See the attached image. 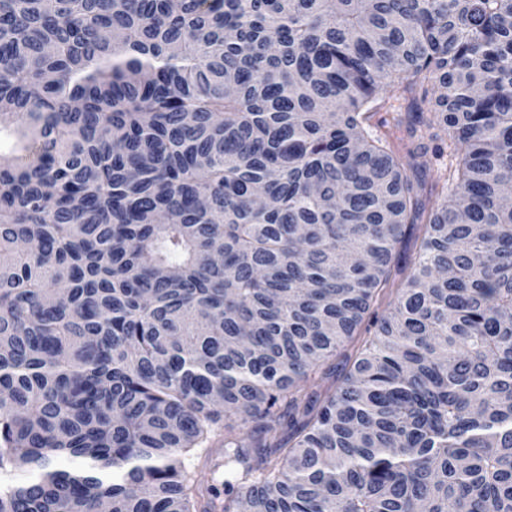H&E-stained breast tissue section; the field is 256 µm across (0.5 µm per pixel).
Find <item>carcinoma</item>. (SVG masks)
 <instances>
[{
  "label": "carcinoma",
  "instance_id": "cac0c4a2",
  "mask_svg": "<svg viewBox=\"0 0 512 512\" xmlns=\"http://www.w3.org/2000/svg\"><path fill=\"white\" fill-rule=\"evenodd\" d=\"M7 129L0 512H512V0H0ZM426 143L429 144L427 155L424 158L419 159V161L424 162V165L426 166V178L431 180L436 177L437 174L448 173V193H452L455 185L459 152L453 150L452 146L451 148H445L443 155L436 156L432 151V147L435 143L440 142H430L426 140ZM407 226L406 238L404 243L400 247V265L403 266L404 271L393 275L394 286L392 289H386L377 298L376 302L371 308V314L366 315L361 327L359 329V341L368 336H372L374 327L372 326V313L380 317L386 315L389 312V302L395 298V288H401L406 282V277L409 275L411 268L415 262L417 244L419 243V237L421 236V226L419 224H413L409 229Z\"/></svg>",
  "mask_w": 512,
  "mask_h": 512
}]
</instances>
